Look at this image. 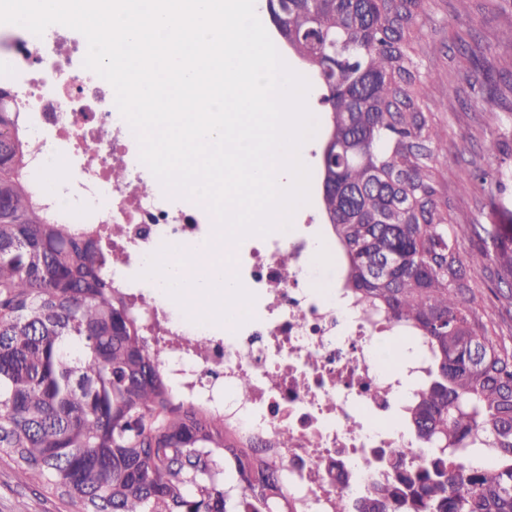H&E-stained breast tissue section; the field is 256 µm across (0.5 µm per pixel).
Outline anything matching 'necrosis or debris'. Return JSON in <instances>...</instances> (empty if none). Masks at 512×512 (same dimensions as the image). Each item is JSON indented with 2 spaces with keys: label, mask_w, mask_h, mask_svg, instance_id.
<instances>
[{
  "label": "necrosis or debris",
  "mask_w": 512,
  "mask_h": 512,
  "mask_svg": "<svg viewBox=\"0 0 512 512\" xmlns=\"http://www.w3.org/2000/svg\"><path fill=\"white\" fill-rule=\"evenodd\" d=\"M59 45L51 27L39 37L23 27L0 33V54L22 73L18 98L29 114L33 167L96 158L94 168L65 187L66 213L87 217L105 208L96 229L103 245L125 258L112 280L127 289L149 336L163 348L162 364L176 387L213 403L260 447L289 434L279 451L282 476L300 512H330L336 497L353 499L390 479L392 470L378 460L382 449L423 460L427 451L406 435L400 410L425 379L428 355L420 342L405 338V357L395 367L381 365L378 349L392 332L366 319L339 288L322 286L307 225L254 236L238 247L235 268L255 297L253 317L240 327L219 332L146 299L136 270L162 245L187 249L210 239L212 217L203 205L144 189V165L132 160L138 146L112 86L71 74L73 59L86 55L85 44L72 43L66 55ZM114 167L124 169L123 183L112 181ZM116 225L121 234L113 233ZM199 336L207 338L206 349H188L187 339ZM244 374L251 378L245 395L238 390Z\"/></svg>",
  "instance_id": "necrosis-or-debris-1"
}]
</instances>
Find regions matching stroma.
Returning a JSON list of instances; mask_svg holds the SVG:
<instances>
[{"mask_svg": "<svg viewBox=\"0 0 512 512\" xmlns=\"http://www.w3.org/2000/svg\"><path fill=\"white\" fill-rule=\"evenodd\" d=\"M421 35L414 61L420 75V106L429 129L447 144L433 162L437 203L447 208L462 251L480 243L471 225L512 230V86L492 83L499 70H512V0L504 9L490 0H422ZM318 128L303 149L311 172L310 201L296 223L311 219L312 232L328 237L321 214L319 156L328 107L313 100ZM499 255L471 270L475 307L485 309L491 335L512 347V285L498 282ZM0 512H63L55 493L41 482L22 483L0 462Z\"/></svg>", "mask_w": 512, "mask_h": 512, "instance_id": "obj_1", "label": "stroma"}]
</instances>
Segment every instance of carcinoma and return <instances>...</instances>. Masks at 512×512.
Listing matches in <instances>:
<instances>
[{
	"label": "carcinoma",
	"mask_w": 512,
	"mask_h": 512,
	"mask_svg": "<svg viewBox=\"0 0 512 512\" xmlns=\"http://www.w3.org/2000/svg\"><path fill=\"white\" fill-rule=\"evenodd\" d=\"M280 33L317 72L330 104L321 154L325 220L345 263L341 288L389 330L430 352L404 408L431 448L395 459V482L333 512H512V351L465 297L467 270L430 163L404 0H266ZM26 113L0 86V461L46 482L73 512H299L284 462L243 442L224 415L173 388L163 353L106 268L90 226L65 221L30 181ZM512 269L508 243L483 228ZM387 275L375 267L393 256ZM490 453V467L457 458Z\"/></svg>",
	"instance_id": "1"
}]
</instances>
